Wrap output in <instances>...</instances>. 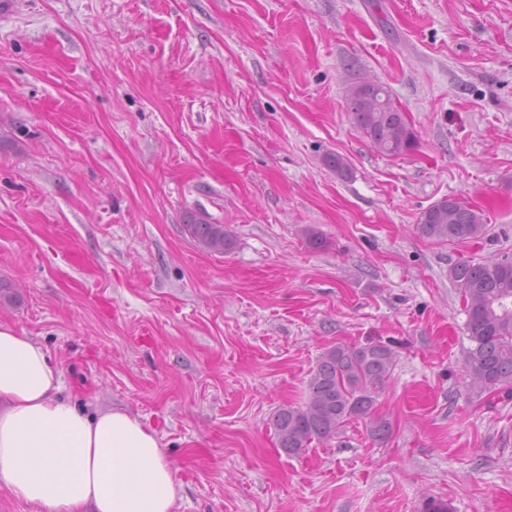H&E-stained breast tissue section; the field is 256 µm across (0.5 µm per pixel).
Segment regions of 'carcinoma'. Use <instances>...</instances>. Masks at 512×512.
<instances>
[{"mask_svg": "<svg viewBox=\"0 0 512 512\" xmlns=\"http://www.w3.org/2000/svg\"><path fill=\"white\" fill-rule=\"evenodd\" d=\"M354 125L376 152L402 156L417 146V136L406 113L382 84L347 91ZM430 239L469 242L487 228L483 215L461 198H445L422 212L416 225ZM185 230L206 251L224 253L234 240L202 214H191ZM449 278L462 295L471 343L465 357V376L481 390L512 384V261H462L449 269ZM394 352L390 346L370 343L327 348L312 369L303 403L279 408L273 426L280 447L290 455L305 451L314 441L333 437L351 419L369 421L372 435L383 438L390 424L375 416V395L391 378Z\"/></svg>", "mask_w": 512, "mask_h": 512, "instance_id": "obj_1", "label": "carcinoma"}]
</instances>
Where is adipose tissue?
<instances>
[{"mask_svg": "<svg viewBox=\"0 0 512 512\" xmlns=\"http://www.w3.org/2000/svg\"><path fill=\"white\" fill-rule=\"evenodd\" d=\"M0 483L34 512H174L177 470L129 411L61 395L48 350L0 324Z\"/></svg>", "mask_w": 512, "mask_h": 512, "instance_id": "ef3b65f1", "label": "adipose tissue"}]
</instances>
